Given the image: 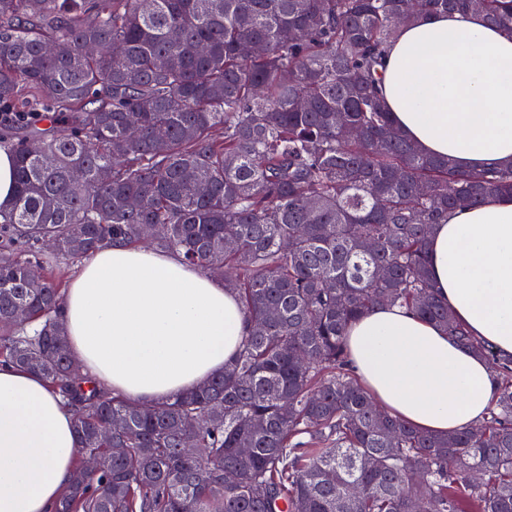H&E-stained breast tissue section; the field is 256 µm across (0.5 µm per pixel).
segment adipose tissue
I'll return each instance as SVG.
<instances>
[{"instance_id": "adipose-tissue-1", "label": "adipose tissue", "mask_w": 512, "mask_h": 512, "mask_svg": "<svg viewBox=\"0 0 512 512\" xmlns=\"http://www.w3.org/2000/svg\"><path fill=\"white\" fill-rule=\"evenodd\" d=\"M384 102L430 155L483 172L512 161V32L477 13L427 15L389 42ZM432 283L458 322L512 358V196L459 208L429 237ZM83 373L136 404L183 395L223 370L247 322L222 281L179 255L115 242L60 310ZM352 369L379 407L423 432L477 426L499 390L486 361L398 306L349 330ZM72 417L38 375L0 364V512H54L74 469Z\"/></svg>"}]
</instances>
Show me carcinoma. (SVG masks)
<instances>
[{"label":"carcinoma","mask_w":512,"mask_h":512,"mask_svg":"<svg viewBox=\"0 0 512 512\" xmlns=\"http://www.w3.org/2000/svg\"><path fill=\"white\" fill-rule=\"evenodd\" d=\"M451 11L512 32V0H0V114L14 113L0 120L14 153L0 362L71 412L77 460L55 512H512V359L455 320L428 262L449 211L512 195V163L469 173L429 156L379 94L394 30ZM145 238L224 276L248 331L202 386L139 405L73 372L40 249L75 265ZM389 304L488 362L500 387L477 428L418 431L357 380L348 329Z\"/></svg>","instance_id":"1"}]
</instances>
